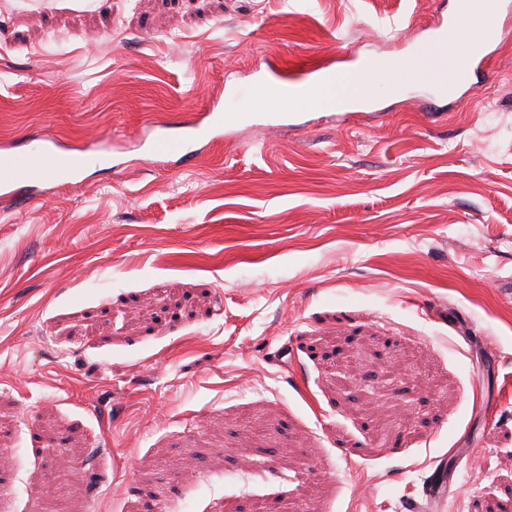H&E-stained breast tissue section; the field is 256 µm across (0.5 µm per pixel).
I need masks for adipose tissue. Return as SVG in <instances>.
Instances as JSON below:
<instances>
[{
	"mask_svg": "<svg viewBox=\"0 0 512 512\" xmlns=\"http://www.w3.org/2000/svg\"><path fill=\"white\" fill-rule=\"evenodd\" d=\"M404 68L413 81H450L455 77L451 67H437L422 58H413L404 63L388 60L379 64L362 63L355 69L336 76L332 85L303 89L294 97L281 98L276 91L263 89L259 100L250 104V111L277 112L299 108L343 110L368 101V87L373 77L385 75L396 68Z\"/></svg>",
	"mask_w": 512,
	"mask_h": 512,
	"instance_id": "1",
	"label": "adipose tissue"
}]
</instances>
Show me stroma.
<instances>
[{
  "label": "stroma",
  "instance_id": "1",
  "mask_svg": "<svg viewBox=\"0 0 512 512\" xmlns=\"http://www.w3.org/2000/svg\"><path fill=\"white\" fill-rule=\"evenodd\" d=\"M454 4L0 0V152L107 146L0 208V512H512V23L436 111L381 77L148 153ZM199 123L184 126L189 128L187 133L181 136L158 139L153 143L150 153L153 155L175 156L183 165H189L194 158L195 151L192 149V143L196 141L192 135L198 128ZM454 466L442 461L433 472L428 483V496L436 501H444L448 497V491L455 485Z\"/></svg>",
  "mask_w": 512,
  "mask_h": 512
}]
</instances>
